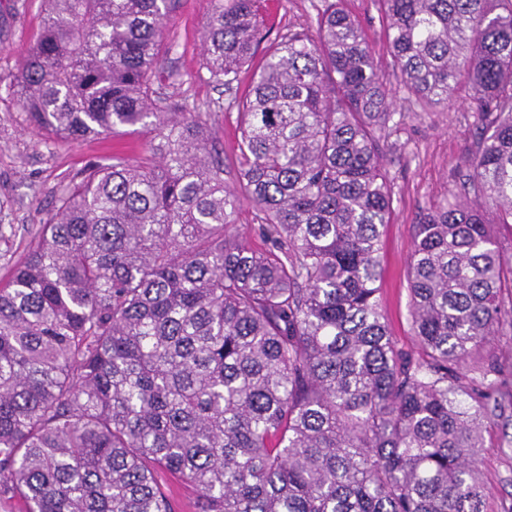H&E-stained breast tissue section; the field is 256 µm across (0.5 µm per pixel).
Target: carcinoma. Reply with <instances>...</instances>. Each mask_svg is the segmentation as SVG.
Returning a JSON list of instances; mask_svg holds the SVG:
<instances>
[{
  "mask_svg": "<svg viewBox=\"0 0 512 512\" xmlns=\"http://www.w3.org/2000/svg\"><path fill=\"white\" fill-rule=\"evenodd\" d=\"M44 2L7 83L27 122L147 143L78 170L0 280V504L172 512L168 473L196 512H487L476 457L512 409L487 350L512 333V0H379L407 93L465 83L479 122L462 196L416 224L415 351L378 296L388 92L343 0L265 47L262 0H211L213 81L239 87L263 50L232 101V189L211 132L153 88L176 0ZM243 199L266 249L236 231Z\"/></svg>",
  "mask_w": 512,
  "mask_h": 512,
  "instance_id": "cac0c4a2",
  "label": "carcinoma"
}]
</instances>
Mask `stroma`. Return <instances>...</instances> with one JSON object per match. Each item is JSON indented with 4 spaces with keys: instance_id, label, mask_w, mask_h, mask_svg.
<instances>
[{
    "instance_id": "obj_1",
    "label": "stroma",
    "mask_w": 512,
    "mask_h": 512,
    "mask_svg": "<svg viewBox=\"0 0 512 512\" xmlns=\"http://www.w3.org/2000/svg\"><path fill=\"white\" fill-rule=\"evenodd\" d=\"M327 0H266L265 30L277 34L285 26H309ZM345 8L361 23L374 53L376 70L391 102L393 119L382 132L381 164L388 176L392 206L382 237L380 301L400 346L415 348L411 329L408 270L420 213L452 199L467 173L474 148L477 114L467 87H459L445 105L421 108L399 84L379 22L376 0H345ZM42 0H0V75L17 73L35 41L43 19ZM210 0H179L167 20L171 50L160 62L164 74L155 87L173 111L196 110L213 133L224 156V182L236 187L239 131L232 95L211 82L203 67L202 39ZM144 136L122 132L83 139H46L26 121L16 96L0 84V222L12 225L8 244L0 246V278L22 259L69 176L91 161L118 153L129 161L140 155ZM512 416L498 420L484 433L478 468L487 512L512 504Z\"/></svg>"
}]
</instances>
